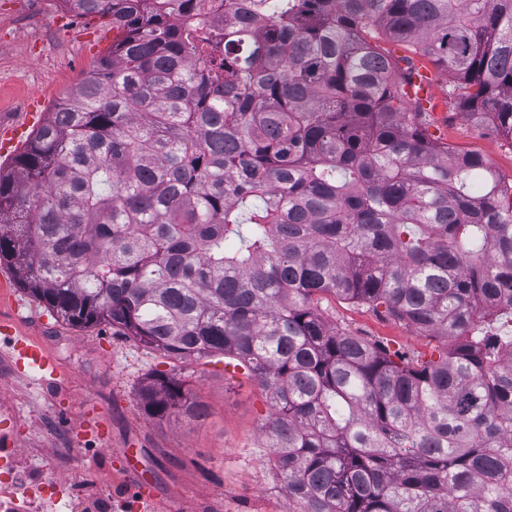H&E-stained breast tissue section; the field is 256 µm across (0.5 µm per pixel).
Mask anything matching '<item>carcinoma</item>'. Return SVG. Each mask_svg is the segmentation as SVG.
Wrapping results in <instances>:
<instances>
[{
    "label": "carcinoma",
    "mask_w": 512,
    "mask_h": 512,
    "mask_svg": "<svg viewBox=\"0 0 512 512\" xmlns=\"http://www.w3.org/2000/svg\"><path fill=\"white\" fill-rule=\"evenodd\" d=\"M118 36L0 171V261L64 323L247 369L294 512H512V183L439 144L410 46L512 140V0H59ZM446 343L393 359L319 298ZM154 418L205 407L165 374Z\"/></svg>",
    "instance_id": "1"
}]
</instances>
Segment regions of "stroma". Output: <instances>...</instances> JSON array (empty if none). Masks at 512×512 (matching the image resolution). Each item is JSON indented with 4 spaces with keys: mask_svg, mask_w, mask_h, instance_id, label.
<instances>
[{
    "mask_svg": "<svg viewBox=\"0 0 512 512\" xmlns=\"http://www.w3.org/2000/svg\"><path fill=\"white\" fill-rule=\"evenodd\" d=\"M107 29L104 19L76 16L59 0H0V122L18 131L0 167L14 164L48 112L111 46ZM421 66L431 78V99L422 105L428 136L484 155L512 181V148L459 115L444 71L427 60ZM0 283V318L17 317L19 333L58 367L48 380L35 370L17 374L11 340L0 335V441L16 447L18 484L59 469L68 475L64 496L130 501L137 512H288L262 434L271 405L235 360L176 361L106 325H67L19 288L3 262ZM321 306L337 326L390 354L428 360L444 348L384 309L331 295ZM156 373L185 381L205 417L147 416L139 392Z\"/></svg>",
    "mask_w": 512,
    "mask_h": 512,
    "instance_id": "obj_1",
    "label": "stroma"
}]
</instances>
